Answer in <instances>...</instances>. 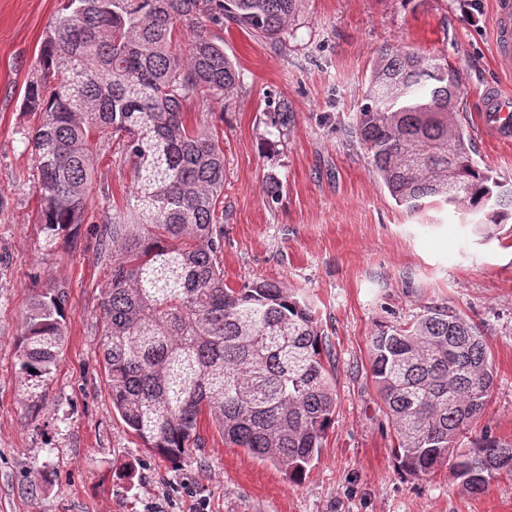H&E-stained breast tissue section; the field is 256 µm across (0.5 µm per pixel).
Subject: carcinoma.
<instances>
[{"label": "carcinoma", "mask_w": 512, "mask_h": 512, "mask_svg": "<svg viewBox=\"0 0 512 512\" xmlns=\"http://www.w3.org/2000/svg\"><path fill=\"white\" fill-rule=\"evenodd\" d=\"M300 0H65L39 50L23 110L34 157L37 223L52 247L84 223L94 174L92 139L122 140L132 185L101 215L100 254L111 279L100 305L112 406L146 448L180 459L207 414L224 442L299 482L317 459L336 411L332 360L305 301L270 281L224 285V192L219 139L190 127L184 109L227 98L240 78L205 22L280 37ZM188 35L182 48L175 39ZM455 68L402 47L375 57L354 133L394 200L411 211L434 198L481 213L480 227L512 218V187L472 157L454 121ZM66 285L33 290L17 357L31 406L54 377L66 336ZM372 377L396 438L401 469L447 465L479 493L512 475V443L483 432L494 382L480 330L446 306L370 336ZM35 372H30V369Z\"/></svg>", "instance_id": "obj_1"}]
</instances>
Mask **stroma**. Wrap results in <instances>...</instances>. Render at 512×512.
Masks as SVG:
<instances>
[{
    "mask_svg": "<svg viewBox=\"0 0 512 512\" xmlns=\"http://www.w3.org/2000/svg\"><path fill=\"white\" fill-rule=\"evenodd\" d=\"M63 5L0 0V512H512V477L473 494L446 467L423 478L404 472L370 370L376 329L432 305L465 315L495 371L473 431L512 442V220L486 241L462 212L435 204L409 212L375 176L351 128L382 47L447 59L460 72L456 118L478 162L511 183L512 143L487 140L477 118L486 86L512 94V67L494 56V0H300L273 42L206 26L240 71L229 100L189 105L186 115L224 150L216 211L224 281H278L297 293L334 365V422L298 483L226 444L206 417L189 455L151 452L112 407L99 343L110 265L89 221L108 199H122L131 167L119 139H94L89 221L72 245L48 251L22 139L34 123L22 109L24 87ZM283 110L290 120L280 131L272 120ZM51 279L69 284L67 335L32 408L16 341L34 282Z\"/></svg>",
    "mask_w": 512,
    "mask_h": 512,
    "instance_id": "1",
    "label": "stroma"
}]
</instances>
